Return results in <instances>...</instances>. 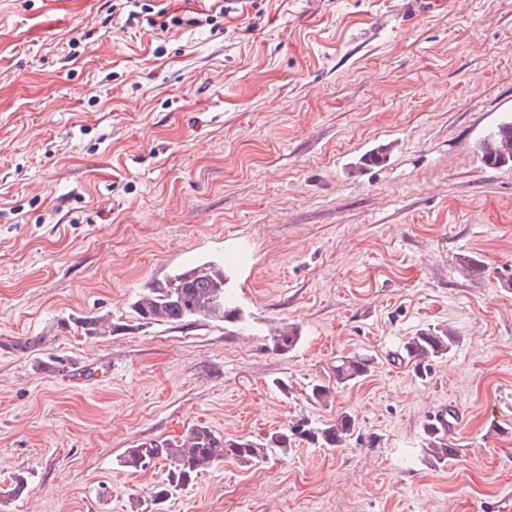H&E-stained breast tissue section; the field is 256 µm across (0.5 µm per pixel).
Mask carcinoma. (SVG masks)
Returning <instances> with one entry per match:
<instances>
[{
  "label": "carcinoma",
  "instance_id": "1",
  "mask_svg": "<svg viewBox=\"0 0 512 512\" xmlns=\"http://www.w3.org/2000/svg\"><path fill=\"white\" fill-rule=\"evenodd\" d=\"M481 149L488 164L497 166L512 161V118L502 121L482 143ZM227 280L224 263L219 261L184 266L166 279L148 284L132 303V310L147 325L239 319L241 313L233 306L231 295L225 288ZM78 323L87 335H98L112 328V323L103 317H85ZM300 340L296 328H285L272 337L273 349L288 353L297 347ZM454 344L455 337L448 331L428 327L408 337L401 346L400 354L414 365V371L419 374L421 369L430 366V362L447 357ZM373 369L371 355L354 354L339 358L332 366L336 388L343 389L369 376ZM355 432V419L348 413H342L335 423L323 427L305 425L300 434L312 444L343 448ZM294 435V431L284 428L264 439L226 438L207 426L196 425L178 440L152 443L147 448H127L118 463L121 467L141 470L158 458L168 462L167 482L151 494L153 504L157 505L220 462L231 459L252 465L275 450L287 452ZM424 435L427 454L437 464L447 463L458 444L449 442L430 423L424 427Z\"/></svg>",
  "mask_w": 512,
  "mask_h": 512
}]
</instances>
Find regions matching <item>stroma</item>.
I'll list each match as a JSON object with an SVG mask.
<instances>
[{"label": "stroma", "instance_id": "1", "mask_svg": "<svg viewBox=\"0 0 512 512\" xmlns=\"http://www.w3.org/2000/svg\"><path fill=\"white\" fill-rule=\"evenodd\" d=\"M137 7L0 0V487L27 479L0 512H143L169 466L125 449L344 412L348 446L225 461L158 512H512V164L480 152L512 117V0ZM218 259L241 320L137 319L148 283ZM97 316L111 333L75 325ZM428 327L457 341L419 377L398 354ZM357 353L374 372L313 404ZM441 404L463 416L444 465ZM424 435L425 451L437 464L448 463V457L454 453L453 448L459 447L457 443L449 442L442 434H437V430L430 423L424 427Z\"/></svg>", "mask_w": 512, "mask_h": 512}]
</instances>
